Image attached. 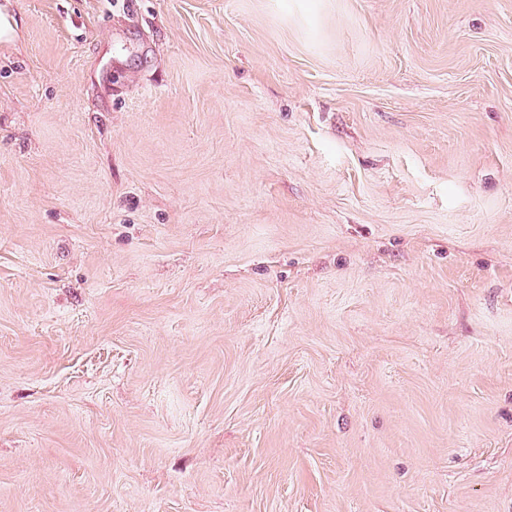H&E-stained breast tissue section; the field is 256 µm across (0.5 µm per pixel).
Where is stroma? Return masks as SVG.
<instances>
[{
	"mask_svg": "<svg viewBox=\"0 0 512 512\" xmlns=\"http://www.w3.org/2000/svg\"><path fill=\"white\" fill-rule=\"evenodd\" d=\"M0 13V512H512V0Z\"/></svg>",
	"mask_w": 512,
	"mask_h": 512,
	"instance_id": "stroma-1",
	"label": "stroma"
}]
</instances>
